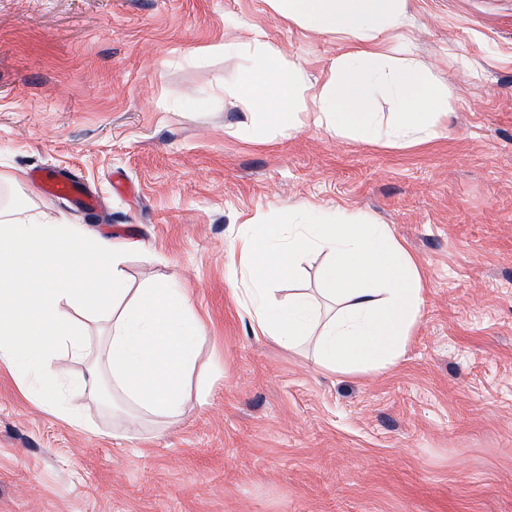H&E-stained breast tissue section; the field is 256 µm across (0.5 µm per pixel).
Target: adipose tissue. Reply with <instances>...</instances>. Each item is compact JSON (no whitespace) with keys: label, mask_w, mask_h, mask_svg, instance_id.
<instances>
[{"label":"adipose tissue","mask_w":512,"mask_h":512,"mask_svg":"<svg viewBox=\"0 0 512 512\" xmlns=\"http://www.w3.org/2000/svg\"><path fill=\"white\" fill-rule=\"evenodd\" d=\"M267 2L305 31L335 36L340 48L313 84L304 63H284L263 30L251 29L255 61L236 88L253 107L242 129L288 135L304 112L327 132L390 146L444 135L438 117L452 93L413 50L407 0ZM382 98L394 108L387 123L376 110ZM126 248L124 240L93 237L40 212H0V362L22 376L45 409L72 423L80 394L105 380L123 403L160 422L184 413L204 325L175 283L129 292L119 269ZM313 253L326 257L320 278L337 304L325 318L305 292L284 304L275 299V284L297 280ZM229 260L246 276L253 323L281 347L314 340L322 364L344 374L385 370L403 359L425 287L418 262L389 225L302 206L292 223H260L239 237ZM25 263L41 269L37 284L21 277ZM65 304L95 311L105 322L97 351H90L82 325L62 317ZM69 359L89 360L86 374L70 379Z\"/></svg>","instance_id":"ef3b65f1"}]
</instances>
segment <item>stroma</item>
Wrapping results in <instances>:
<instances>
[{
  "label": "stroma",
  "mask_w": 512,
  "mask_h": 512,
  "mask_svg": "<svg viewBox=\"0 0 512 512\" xmlns=\"http://www.w3.org/2000/svg\"><path fill=\"white\" fill-rule=\"evenodd\" d=\"M408 7L453 100L446 137L393 148L238 129L250 54L225 43L261 28L313 80L339 49L266 0H0V202L126 239L129 287L178 278L206 324L202 386L163 430L99 391L73 426L0 365V512H512V0ZM39 168L100 210L37 190ZM304 204L371 215L418 260L395 368L338 374L254 336L226 249Z\"/></svg>",
  "instance_id": "1"
}]
</instances>
